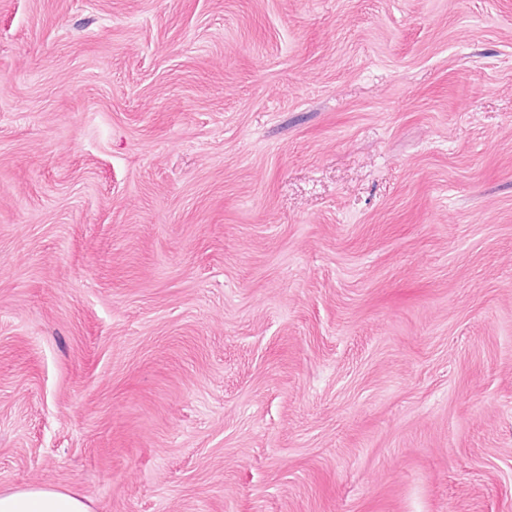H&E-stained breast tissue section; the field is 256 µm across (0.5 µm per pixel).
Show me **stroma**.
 Segmentation results:
<instances>
[{"label": "stroma", "mask_w": 512, "mask_h": 512, "mask_svg": "<svg viewBox=\"0 0 512 512\" xmlns=\"http://www.w3.org/2000/svg\"><path fill=\"white\" fill-rule=\"evenodd\" d=\"M512 512V0H0V492Z\"/></svg>", "instance_id": "stroma-1"}]
</instances>
